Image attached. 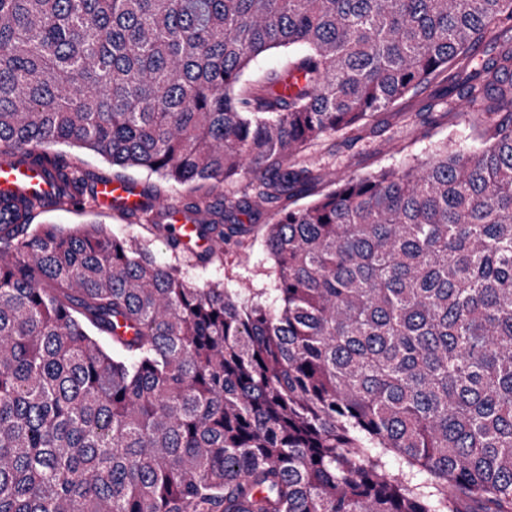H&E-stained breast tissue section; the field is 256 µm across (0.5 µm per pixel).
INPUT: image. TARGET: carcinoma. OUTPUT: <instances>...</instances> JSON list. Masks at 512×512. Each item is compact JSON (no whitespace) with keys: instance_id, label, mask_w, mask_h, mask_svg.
<instances>
[{"instance_id":"carcinoma-1","label":"carcinoma","mask_w":512,"mask_h":512,"mask_svg":"<svg viewBox=\"0 0 512 512\" xmlns=\"http://www.w3.org/2000/svg\"><path fill=\"white\" fill-rule=\"evenodd\" d=\"M439 77L428 111L481 107L473 149L301 160ZM2 154L56 208L130 169L185 186L215 247L4 208L0 512H512V0H0ZM270 207L273 299L183 274ZM287 54L274 52L262 56L255 61L245 77L247 82L252 83L264 75L267 70L282 67L287 61Z\"/></svg>"}]
</instances>
